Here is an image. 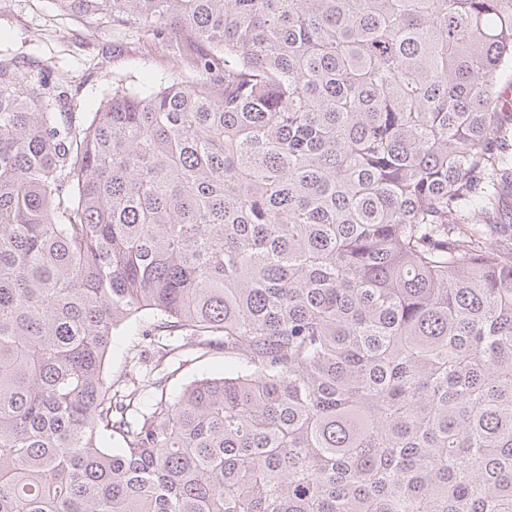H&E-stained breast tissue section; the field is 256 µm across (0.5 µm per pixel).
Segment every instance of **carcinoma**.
Here are the masks:
<instances>
[{"label": "carcinoma", "mask_w": 512, "mask_h": 512, "mask_svg": "<svg viewBox=\"0 0 512 512\" xmlns=\"http://www.w3.org/2000/svg\"><path fill=\"white\" fill-rule=\"evenodd\" d=\"M54 2L182 66L0 50V512H512V0ZM143 321H136L121 329L113 336L112 350L109 356L108 369L112 370V375L127 373V387L133 388V383L137 387L147 377L153 367L151 350L144 347L141 342V331L145 327ZM135 357V358H133ZM172 340L176 344L190 342L188 339H183L182 336L173 337ZM199 354L191 343L182 347L181 356L175 361L176 366L180 363L181 368L178 371L180 374L179 383H175L171 387L172 397L178 394L181 383L203 376H222L224 375V370L237 365L235 359L224 357V350L221 349L213 350L208 355L196 359Z\"/></svg>", "instance_id": "obj_1"}]
</instances>
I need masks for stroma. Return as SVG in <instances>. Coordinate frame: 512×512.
Masks as SVG:
<instances>
[{
	"instance_id": "35a3bbf8",
	"label": "stroma",
	"mask_w": 512,
	"mask_h": 512,
	"mask_svg": "<svg viewBox=\"0 0 512 512\" xmlns=\"http://www.w3.org/2000/svg\"><path fill=\"white\" fill-rule=\"evenodd\" d=\"M0 48L20 57L22 77L36 80L43 73L38 63L56 56L66 60L73 82L65 112L89 115L98 107L102 93L114 78L125 75L158 78L178 70V57L162 48L152 34L131 36L111 23H86L61 15L53 0H0ZM142 322L129 324L112 340L108 368L126 374L128 383L141 382L149 374L153 359L141 346ZM180 382L203 376H220L234 359L223 350L199 356L193 345H185L178 358Z\"/></svg>"
}]
</instances>
